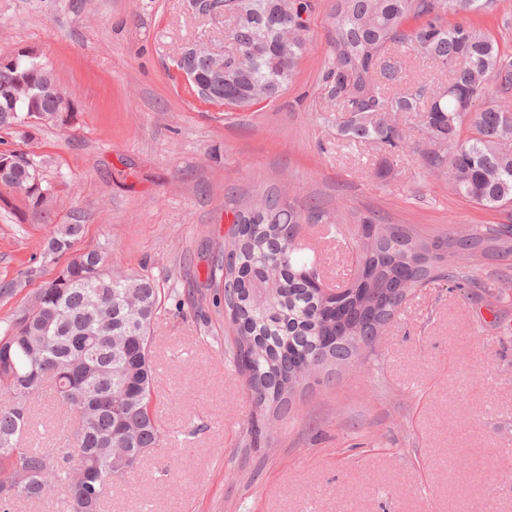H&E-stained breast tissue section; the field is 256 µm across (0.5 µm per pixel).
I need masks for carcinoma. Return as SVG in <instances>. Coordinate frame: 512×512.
<instances>
[{
  "instance_id": "cac0c4a2",
  "label": "carcinoma",
  "mask_w": 512,
  "mask_h": 512,
  "mask_svg": "<svg viewBox=\"0 0 512 512\" xmlns=\"http://www.w3.org/2000/svg\"><path fill=\"white\" fill-rule=\"evenodd\" d=\"M254 19L231 30L228 62L236 80L210 98L248 108L288 86L307 50L312 0H288V16L274 14L272 0H231ZM491 0H336L330 36L332 62L323 73L336 106L342 140L406 148L395 121L419 115L424 144L414 151L424 167L448 176L454 190L474 204L512 207V110L500 103L512 94V54L500 51L487 28L450 14L481 16ZM408 46L443 67L453 64L449 93L437 99L426 85H402L396 50ZM36 72L56 82L38 54L0 65V128L30 136L27 104L15 102L18 77ZM61 95L47 92L37 108L51 115ZM470 134L461 138L463 129ZM432 149H427V146ZM29 190L21 205L0 208L48 221L59 204L36 164L0 173ZM236 230L208 267L211 288L235 307L236 333L229 355L245 377L258 414L247 432L250 446L268 443L270 422L287 417L295 394L322 370L350 363L367 337L394 321L407 297L432 282L452 290L480 284L488 254L512 262V228L468 225L424 234L368 218L352 242L354 273L337 295L315 284L319 261L303 254L304 224H324L346 242L339 219L315 207L297 208L276 194L237 209ZM82 231L65 224L50 237L44 258L60 263L56 277L16 310L0 334V512L19 498L37 500L49 488L67 493V512H99L112 481L131 471L163 441L152 410L159 387L150 350V327L161 288L148 273L110 267L96 250L60 262ZM75 415L63 448L20 445L31 407L45 384Z\"/></svg>"
}]
</instances>
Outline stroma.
<instances>
[{
    "mask_svg": "<svg viewBox=\"0 0 512 512\" xmlns=\"http://www.w3.org/2000/svg\"><path fill=\"white\" fill-rule=\"evenodd\" d=\"M308 49L288 88L247 110L201 102L175 58L224 46L223 13L191 0H0V55L35 49L76 106L71 125L0 150L41 164L62 204L49 223L0 210V281L37 273L0 320L56 272L43 249L60 225L74 253L107 252L165 292L151 324L161 446L113 482L101 512H512V268L483 262L481 287L414 291L365 366H336L298 394L268 445H249L255 405L226 356L233 331L205 285L236 207L291 204L431 233L512 224L427 174L418 154L348 146L322 85L335 0H314ZM407 83L449 71L409 48Z\"/></svg>",
    "mask_w": 512,
    "mask_h": 512,
    "instance_id": "35a3bbf8",
    "label": "stroma"
}]
</instances>
